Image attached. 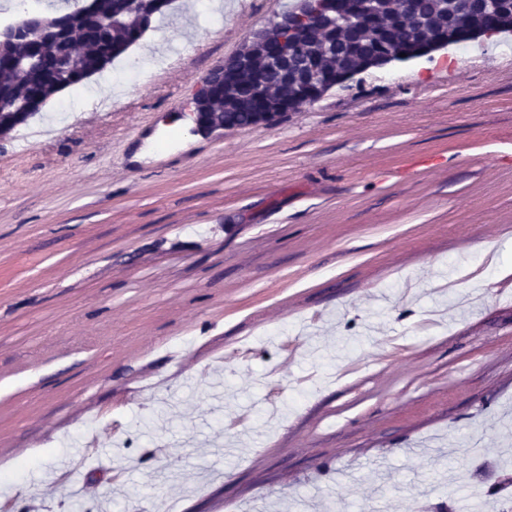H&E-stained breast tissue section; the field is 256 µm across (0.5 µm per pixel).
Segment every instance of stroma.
<instances>
[{
  "label": "stroma",
  "instance_id": "obj_1",
  "mask_svg": "<svg viewBox=\"0 0 512 512\" xmlns=\"http://www.w3.org/2000/svg\"><path fill=\"white\" fill-rule=\"evenodd\" d=\"M294 0H176L0 139V504L474 512L512 474V34L179 137Z\"/></svg>",
  "mask_w": 512,
  "mask_h": 512
}]
</instances>
